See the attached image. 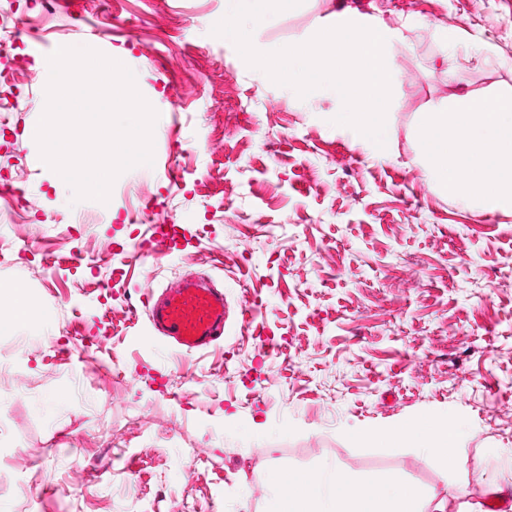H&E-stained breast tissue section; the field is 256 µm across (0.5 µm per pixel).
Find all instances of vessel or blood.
<instances>
[{
  "label": "vessel or blood",
  "mask_w": 512,
  "mask_h": 512,
  "mask_svg": "<svg viewBox=\"0 0 512 512\" xmlns=\"http://www.w3.org/2000/svg\"><path fill=\"white\" fill-rule=\"evenodd\" d=\"M153 329L183 354L207 349L224 337L227 319L223 290L202 277L188 276L168 288L148 309Z\"/></svg>",
  "instance_id": "obj_1"
}]
</instances>
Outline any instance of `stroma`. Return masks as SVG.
Returning a JSON list of instances; mask_svg holds the SVG:
<instances>
[{
    "label": "stroma",
    "mask_w": 512,
    "mask_h": 512,
    "mask_svg": "<svg viewBox=\"0 0 512 512\" xmlns=\"http://www.w3.org/2000/svg\"><path fill=\"white\" fill-rule=\"evenodd\" d=\"M347 5L404 34L382 151L212 35L224 0H55L29 11L39 38L12 29L34 64L64 42L123 57L159 118L153 164L105 204L65 203L44 166L43 86L0 130V176L38 200L0 197V307L21 282L46 314L0 335V512H262L279 471L326 464L512 512L486 469L512 462V216L441 195L414 130L453 94L512 90V0H303L255 37L285 47ZM443 29L470 48L450 68ZM146 194L175 221L152 264L133 246L153 223L129 220ZM190 273L223 288L228 329L181 359L146 311ZM411 420L464 424L452 465L351 440Z\"/></svg>",
    "instance_id": "1"
}]
</instances>
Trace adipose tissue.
<instances>
[{
    "instance_id": "ef3b65f1",
    "label": "adipose tissue",
    "mask_w": 512,
    "mask_h": 512,
    "mask_svg": "<svg viewBox=\"0 0 512 512\" xmlns=\"http://www.w3.org/2000/svg\"><path fill=\"white\" fill-rule=\"evenodd\" d=\"M416 137L426 172L441 194L461 204L512 215V92L465 93L419 114ZM39 302L23 284L9 292L0 334L30 322ZM359 441L409 442L448 462L459 441L456 427L368 428ZM278 494L267 512H446L436 494L406 488L398 478L360 480L337 467L318 476L278 474Z\"/></svg>"
}]
</instances>
